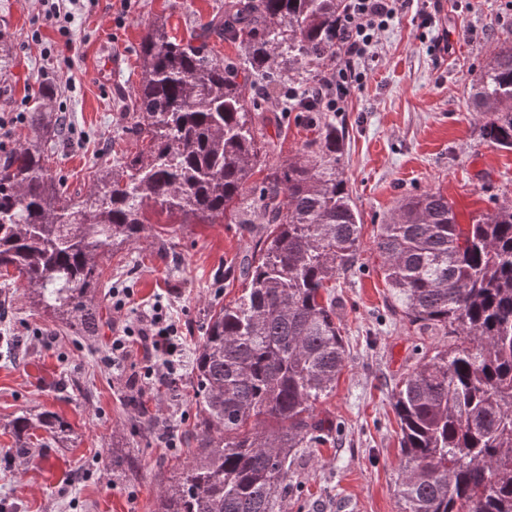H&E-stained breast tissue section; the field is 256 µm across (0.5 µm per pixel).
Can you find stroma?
<instances>
[{
  "label": "stroma",
  "mask_w": 512,
  "mask_h": 512,
  "mask_svg": "<svg viewBox=\"0 0 512 512\" xmlns=\"http://www.w3.org/2000/svg\"><path fill=\"white\" fill-rule=\"evenodd\" d=\"M224 0H76L69 35L48 25L40 0H0V35L11 67L0 75V150L30 136L18 113L32 112L51 93L73 135L60 145L55 168L71 190L87 194L119 154L137 152L125 133L139 83L138 50L147 25L163 18L172 36L189 40ZM447 48H438L440 38ZM512 40V0H439L410 5L375 36L358 61L362 84L351 91L337 122L348 129L344 172L362 220L358 262L336 279V312L346 325V366L333 393L317 403L341 424L336 443L302 452L299 497L285 512H398V424L392 394L402 375L439 339L419 333L394 311L373 249L376 226L401 196L435 190L447 196L456 220L512 202V151L484 140L468 95L495 43ZM251 244L237 225L149 224L132 248L98 258L99 294L130 292L122 311L106 305L104 324L90 340L38 316L21 290L0 306V512H154L159 472L187 457L196 407L188 391L193 355L214 298L242 294L234 280L215 282L225 260ZM168 305L186 352L179 392L130 387L143 362L132 353L113 369L112 338L155 300ZM146 403L170 427L169 439H148L137 425ZM48 410L73 429L60 447L39 433L27 454L14 450L12 419ZM136 467L135 480L111 469L107 449Z\"/></svg>",
  "instance_id": "35a3bbf8"
}]
</instances>
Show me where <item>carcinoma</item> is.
I'll list each match as a JSON object with an SVG mask.
<instances>
[{
    "label": "carcinoma",
    "mask_w": 512,
    "mask_h": 512,
    "mask_svg": "<svg viewBox=\"0 0 512 512\" xmlns=\"http://www.w3.org/2000/svg\"><path fill=\"white\" fill-rule=\"evenodd\" d=\"M344 0H224L183 42L147 27L128 133L141 149L85 196L51 169L66 138L50 97L29 114L35 136L0 155V275L29 304L81 336L102 325L97 256L136 245L145 206L179 224H237L254 245L224 266L247 284L215 301L193 365L192 457L162 476L156 512H281L300 449L336 425L316 404L346 360L336 276L354 266L361 219L343 172L345 128L308 114L318 136L269 163L275 144L251 90L275 72L309 88L336 57ZM243 46V63L211 54V33ZM469 104L485 140L512 151V41L495 46ZM260 179H255V176ZM373 246L403 317L445 338L399 382V512H512V203L456 223L448 198H401ZM140 408L142 434L167 426ZM23 454L34 431L71 439L67 422L23 412L11 422Z\"/></svg>",
    "instance_id": "cac0c4a2"
}]
</instances>
